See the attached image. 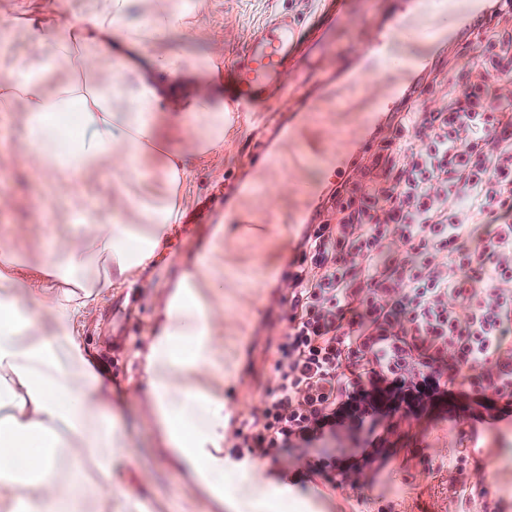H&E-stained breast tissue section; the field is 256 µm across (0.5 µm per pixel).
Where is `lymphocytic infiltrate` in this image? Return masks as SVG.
<instances>
[{"instance_id":"obj_1","label":"lymphocytic infiltrate","mask_w":512,"mask_h":512,"mask_svg":"<svg viewBox=\"0 0 512 512\" xmlns=\"http://www.w3.org/2000/svg\"><path fill=\"white\" fill-rule=\"evenodd\" d=\"M457 77L464 94L421 113L412 138L396 117L296 241L274 291L272 375L224 435L229 462L270 459L290 485L359 490L374 472L358 449L386 465L400 424L460 408L482 422L448 487L459 512H505L478 477L497 455L483 435L512 406V111L492 108L512 40Z\"/></svg>"}]
</instances>
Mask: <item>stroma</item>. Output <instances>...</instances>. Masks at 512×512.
<instances>
[{"instance_id":"35a3bbf8","label":"stroma","mask_w":512,"mask_h":512,"mask_svg":"<svg viewBox=\"0 0 512 512\" xmlns=\"http://www.w3.org/2000/svg\"><path fill=\"white\" fill-rule=\"evenodd\" d=\"M87 2L0 0V20L8 21L12 43L11 51L0 50V80L8 74L12 55L31 50L23 37L29 19L63 25ZM316 10L315 0H205L204 8L186 16L194 37L178 33L164 44L165 50L180 54L187 64L183 73L171 78L179 90L168 103L169 111H180L201 84V77L191 69L196 58L208 57L215 72H223L225 61L245 47L251 30L263 20L283 12L295 16L305 26ZM483 49V44L471 39L457 42L442 53L448 77L441 86L426 90L428 102L441 107L454 100L459 92L456 71ZM17 114L14 107L0 111V228H16L17 254L36 265L47 255L43 226L50 223L52 215L43 206L42 188L29 181L23 167L8 152L9 142L22 135ZM262 120V113L257 112L233 122L224 138L223 150L201 158L194 165L180 194L181 210L195 207L239 167L253 146ZM221 237L215 224L193 225L187 234L171 228L158 248L163 262H151L132 271L109 295L90 306L78 322L77 336L87 357H94L105 341L119 336L127 339L121 368L107 369L99 375L100 398L105 411L119 419L131 444L133 463L120 469L119 480L125 490L135 492L148 504L150 512H232L230 506L220 505L211 497L167 447L152 418L144 379L145 355L165 299L181 273L209 255ZM278 280V274H266L257 295L260 310L248 324L249 335L241 337L235 353L227 360L226 372L203 380L204 389L223 392L226 379L231 378L245 384L254 397H261L273 365L264 323L270 308V290ZM495 437L500 442V454L488 467L490 496L503 499L507 512H512V426L501 427ZM459 438L456 423L445 417L431 421L421 432L399 430L396 457L377 472L370 487L345 494H322L312 488L296 490L297 512H378L390 502L395 503L398 512H456L457 505L448 493V473L454 465ZM416 444L424 448V457L412 456Z\"/></svg>"}]
</instances>
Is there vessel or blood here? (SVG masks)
<instances>
[{
    "label": "vessel or blood",
    "mask_w": 512,
    "mask_h": 512,
    "mask_svg": "<svg viewBox=\"0 0 512 512\" xmlns=\"http://www.w3.org/2000/svg\"><path fill=\"white\" fill-rule=\"evenodd\" d=\"M511 1L452 0L454 8L444 19L436 10L438 0H392L389 12L370 22L341 2L325 17L326 28L350 37L347 62L337 67L323 63L336 56L333 37L304 38L285 16L254 27L245 49L227 65L235 83L224 104L234 119L267 106L279 93L288 105L224 180L218 206L225 243L257 244L275 226L319 223L332 191L389 135L393 115L427 109L423 89L438 63L431 49L446 38L444 23L462 40L489 9ZM281 262V251L273 250L225 272L234 282L224 290L225 352L235 349L254 313L238 305L240 291L258 289L257 271Z\"/></svg>",
    "instance_id": "b4317fda"
}]
</instances>
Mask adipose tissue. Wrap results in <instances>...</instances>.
Wrapping results in <instances>:
<instances>
[{"mask_svg": "<svg viewBox=\"0 0 512 512\" xmlns=\"http://www.w3.org/2000/svg\"><path fill=\"white\" fill-rule=\"evenodd\" d=\"M105 0L48 29L29 23V54L16 56L0 98L20 103L26 137L15 147L28 179L49 185L66 207L45 225L50 252L24 269L14 232L0 234V507L5 512H90L123 497L122 512H149L113 479L128 446L120 425L101 410L98 378L89 370L75 331L85 308L143 266L177 219V196L195 159L221 151L228 112L208 92L177 114L166 105L177 93L167 75L184 67L159 42L184 31L182 0ZM65 65L69 77L50 84ZM79 115V134L66 140L50 117ZM169 194H139L156 142ZM113 172L111 206L90 205L85 182L100 162ZM77 237L61 239L65 223ZM218 256L184 271L151 338L144 371L152 413L171 450L216 499L224 497V399L201 390L199 377L218 370L215 326L222 315L224 279Z\"/></svg>", "mask_w": 512, "mask_h": 512, "instance_id": "obj_1", "label": "adipose tissue"}]
</instances>
